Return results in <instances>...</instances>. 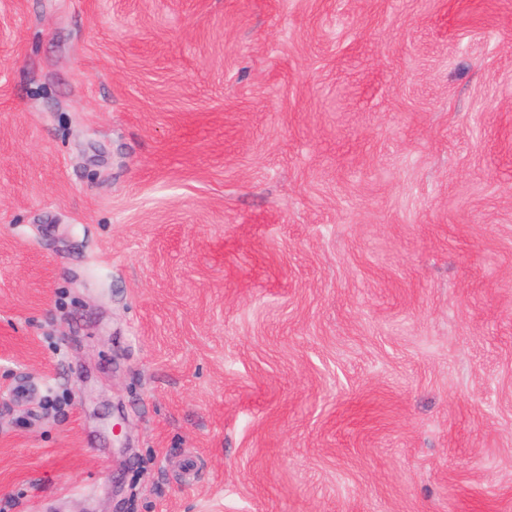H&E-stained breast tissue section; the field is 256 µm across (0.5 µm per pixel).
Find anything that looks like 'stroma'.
I'll list each match as a JSON object with an SVG mask.
<instances>
[{"label":"stroma","instance_id":"obj_1","mask_svg":"<svg viewBox=\"0 0 512 512\" xmlns=\"http://www.w3.org/2000/svg\"><path fill=\"white\" fill-rule=\"evenodd\" d=\"M512 512V0H0V507Z\"/></svg>","mask_w":512,"mask_h":512}]
</instances>
